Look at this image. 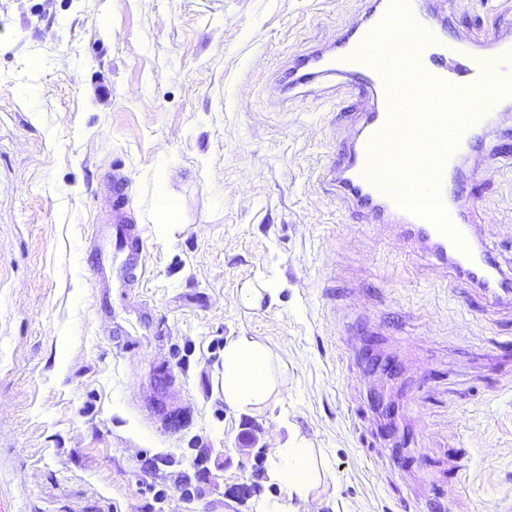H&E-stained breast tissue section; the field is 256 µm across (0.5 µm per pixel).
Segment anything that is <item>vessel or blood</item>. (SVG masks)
Masks as SVG:
<instances>
[{
    "label": "vessel or blood",
    "instance_id": "obj_1",
    "mask_svg": "<svg viewBox=\"0 0 512 512\" xmlns=\"http://www.w3.org/2000/svg\"><path fill=\"white\" fill-rule=\"evenodd\" d=\"M440 0H373L362 21L333 48L312 52L306 80L334 77L356 102L354 133L332 168L337 196L356 209L406 226L411 236L480 284L492 261L474 242L464 207L460 160L483 149V133L512 109V71L498 68L512 56V34L487 47L451 34ZM407 18L415 39L397 44L396 18ZM396 44L412 56L418 80L395 87L389 65L374 48ZM139 245L113 252L104 239L92 257L97 275L143 266Z\"/></svg>",
    "mask_w": 512,
    "mask_h": 512
}]
</instances>
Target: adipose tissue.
<instances>
[{"label":"adipose tissue","instance_id":"1","mask_svg":"<svg viewBox=\"0 0 512 512\" xmlns=\"http://www.w3.org/2000/svg\"><path fill=\"white\" fill-rule=\"evenodd\" d=\"M288 383V369L264 342L238 336L224 346V401L236 409H258L278 400ZM271 453L293 494L309 499L320 486L324 469L310 439L293 435Z\"/></svg>","mask_w":512,"mask_h":512}]
</instances>
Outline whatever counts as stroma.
I'll list each match as a JSON object with an SVG mask.
<instances>
[{"label":"stroma","instance_id":"stroma-1","mask_svg":"<svg viewBox=\"0 0 512 512\" xmlns=\"http://www.w3.org/2000/svg\"><path fill=\"white\" fill-rule=\"evenodd\" d=\"M367 3L0 0V512H512V304L336 199L352 101L287 85ZM485 143L467 207L512 279V136ZM114 174L145 267L107 290ZM241 334L288 367L261 411L224 402ZM280 429L321 453L317 502L240 443ZM272 293L273 288H268L263 279H255L242 288V302L247 308L258 309L263 305L267 295Z\"/></svg>","mask_w":512,"mask_h":512}]
</instances>
